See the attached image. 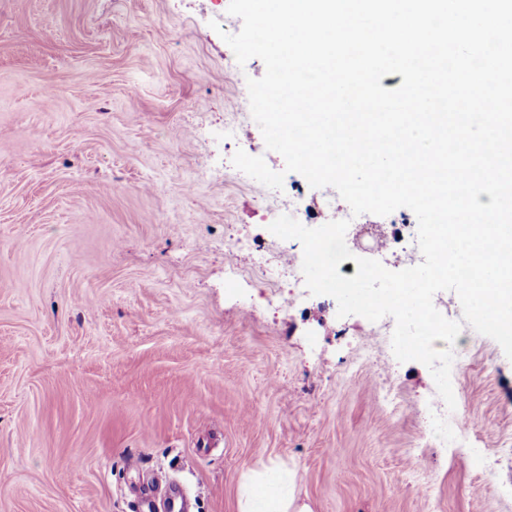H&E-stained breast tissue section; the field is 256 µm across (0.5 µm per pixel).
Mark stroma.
<instances>
[{
  "mask_svg": "<svg viewBox=\"0 0 512 512\" xmlns=\"http://www.w3.org/2000/svg\"><path fill=\"white\" fill-rule=\"evenodd\" d=\"M229 0H0V512H132L155 470L191 512H239L248 475L288 472L294 512H512V360L463 326L452 380L489 457L426 428L421 362L362 363L373 329L298 293L290 314L251 255L267 188L219 133L265 65L224 66ZM221 19L220 30L209 23ZM284 172L282 199L329 221ZM397 392L394 406L378 397Z\"/></svg>",
  "mask_w": 512,
  "mask_h": 512,
  "instance_id": "1",
  "label": "stroma"
}]
</instances>
